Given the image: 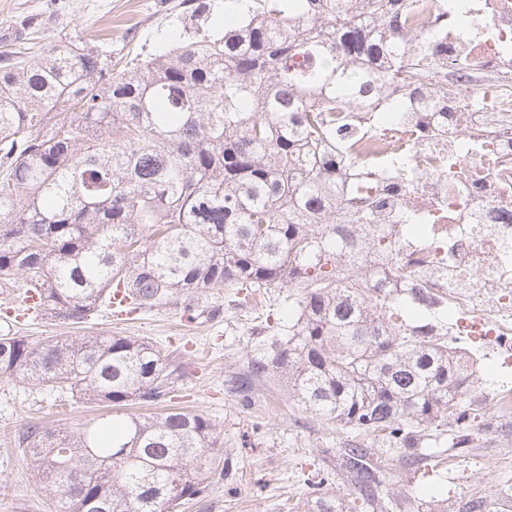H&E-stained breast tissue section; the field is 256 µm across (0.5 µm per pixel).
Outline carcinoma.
I'll return each mask as SVG.
<instances>
[{
	"label": "carcinoma",
	"mask_w": 512,
	"mask_h": 512,
	"mask_svg": "<svg viewBox=\"0 0 512 512\" xmlns=\"http://www.w3.org/2000/svg\"><path fill=\"white\" fill-rule=\"evenodd\" d=\"M241 2L234 28L197 27L117 73L62 38L0 52V288L20 279L26 310L70 323L119 288L132 313L212 288H286L295 317L229 391L275 377L303 410L406 456L449 425L453 447H469L473 360L436 315L404 322L398 298L424 305L427 284L389 268L394 238L336 196L351 166L336 157V113L393 83L424 91L396 39L406 0ZM0 377L113 410L78 434L18 435L56 512H178L225 477L207 416L122 412L173 392L177 368L149 338L7 332ZM346 467L363 500L398 496L367 449H346ZM286 512L354 510L322 477Z\"/></svg>",
	"instance_id": "cac0c4a2"
}]
</instances>
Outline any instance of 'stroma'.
<instances>
[{"instance_id": "obj_1", "label": "stroma", "mask_w": 512, "mask_h": 512, "mask_svg": "<svg viewBox=\"0 0 512 512\" xmlns=\"http://www.w3.org/2000/svg\"><path fill=\"white\" fill-rule=\"evenodd\" d=\"M195 22L184 0H0V41L31 31L43 47L60 38H91L116 64L168 49ZM20 293L13 287L0 294V331L33 339L102 333L146 337L181 363L174 406L210 418L231 461L228 477L209 489L204 504H186L182 512H284L286 503L306 492L307 474L318 469L331 472L336 492L353 493L336 454L351 441L349 432L299 409L284 384L256 382L248 408L224 385L229 376L246 371L257 337L276 334L277 319L287 318L282 291L253 299L232 288H214L123 322L104 310L83 324L23 316ZM448 343L466 348L477 360L476 392L466 402L476 416L472 446L449 449L444 474L416 471L399 451H377L383 480L403 491L387 512H417L420 501L440 498L458 510L473 499L483 501L488 512H504L508 505L512 409L493 407L485 394L512 386V359L468 336L449 337ZM106 415V409L75 397L59 400L47 387L0 378V512H55V496L40 489L32 466L15 447L25 426L74 431Z\"/></svg>"}]
</instances>
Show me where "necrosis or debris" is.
Returning <instances> with one entry per match:
<instances>
[{
	"instance_id": "4bbe7bcc",
	"label": "necrosis or debris",
	"mask_w": 512,
	"mask_h": 512,
	"mask_svg": "<svg viewBox=\"0 0 512 512\" xmlns=\"http://www.w3.org/2000/svg\"><path fill=\"white\" fill-rule=\"evenodd\" d=\"M431 43L429 82L447 79V111L404 102L401 87L345 113L347 153L381 203L365 221L413 224L399 269L429 283L461 336L512 335V0H409Z\"/></svg>"
}]
</instances>
